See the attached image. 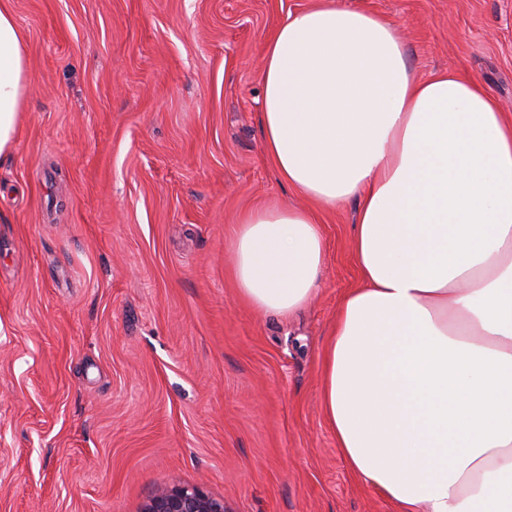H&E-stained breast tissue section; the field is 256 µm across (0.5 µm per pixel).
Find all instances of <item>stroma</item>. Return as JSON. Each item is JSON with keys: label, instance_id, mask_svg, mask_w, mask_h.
<instances>
[{"label": "stroma", "instance_id": "35a3bbf8", "mask_svg": "<svg viewBox=\"0 0 512 512\" xmlns=\"http://www.w3.org/2000/svg\"><path fill=\"white\" fill-rule=\"evenodd\" d=\"M315 0H11L26 35L0 161V512H141L198 485L228 512H394L353 478L320 354L359 283L357 204L321 209L320 289L275 319L230 256L247 213L302 198L265 154L260 74ZM421 75L512 115V0H348Z\"/></svg>", "mask_w": 512, "mask_h": 512}]
</instances>
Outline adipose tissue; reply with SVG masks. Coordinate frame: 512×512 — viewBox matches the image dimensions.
<instances>
[{
  "instance_id": "ef3b65f1",
  "label": "adipose tissue",
  "mask_w": 512,
  "mask_h": 512,
  "mask_svg": "<svg viewBox=\"0 0 512 512\" xmlns=\"http://www.w3.org/2000/svg\"><path fill=\"white\" fill-rule=\"evenodd\" d=\"M25 36L0 0V156L26 92ZM265 151L308 208L246 214L240 295L272 316L317 292L315 207L357 203L361 284L322 356L348 471L397 512H512V117L477 79L419 77L388 19L322 0L289 15L261 73Z\"/></svg>"
}]
</instances>
